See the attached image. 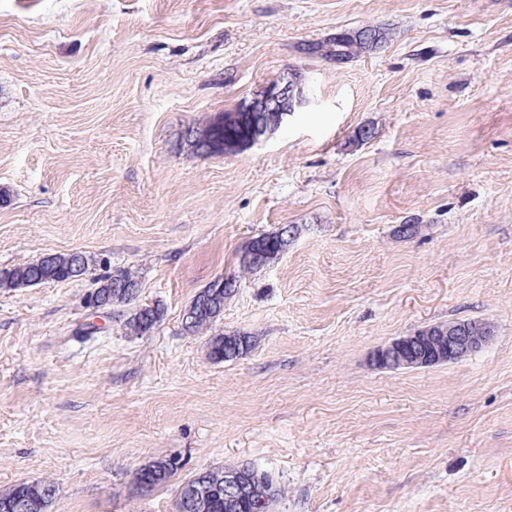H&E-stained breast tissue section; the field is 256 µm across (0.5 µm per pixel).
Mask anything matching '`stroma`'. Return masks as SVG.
Wrapping results in <instances>:
<instances>
[{
  "label": "stroma",
  "mask_w": 512,
  "mask_h": 512,
  "mask_svg": "<svg viewBox=\"0 0 512 512\" xmlns=\"http://www.w3.org/2000/svg\"><path fill=\"white\" fill-rule=\"evenodd\" d=\"M366 25L391 33L376 53L298 51ZM294 69L309 103L287 125L191 153L186 130ZM284 224L288 250L241 272ZM76 251L100 261L82 279L0 289V491L49 479V512H176L182 482L248 462L287 488L273 512H512V0H0V269ZM123 268L135 305L165 309L142 336L134 305L84 304ZM219 277L223 316L186 332ZM456 320L492 340L372 364ZM233 332L251 351L209 359ZM298 233L297 225L287 224L277 231L260 234L253 238L243 247L241 254L256 249L261 254L263 263H247L240 258V267L243 271L253 272L268 266L288 250V246L296 239ZM259 253L251 255L250 258L257 260ZM236 287V279L219 277L202 288L184 312L183 329L197 333L212 328L224 314V303L235 294ZM418 337L428 344L424 353H415ZM405 336L379 347L373 354L375 365L384 369L421 367L462 360L481 350L492 336L491 326L480 320L448 322V336L442 331L434 336ZM177 467L170 463V459L161 458L151 462L144 466L136 473V482L140 489L143 488L140 484L148 486V491L153 488L164 484L169 478H171L174 470ZM142 477V481L139 484V479Z\"/></svg>",
  "instance_id": "stroma-1"
}]
</instances>
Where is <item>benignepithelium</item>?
I'll list each match as a JSON object with an SVG mask.
<instances>
[{
  "label": "benign epithelium",
  "instance_id": "1",
  "mask_svg": "<svg viewBox=\"0 0 512 512\" xmlns=\"http://www.w3.org/2000/svg\"><path fill=\"white\" fill-rule=\"evenodd\" d=\"M329 39L342 46L336 57L339 64L347 62L349 49L346 45L350 42L363 44L369 53L380 46L377 33L363 28L355 31L340 29ZM305 102L302 81L273 80L266 83L250 103L230 113V116L247 123L249 136L256 142L286 124ZM491 338V326L484 321H451L448 333L422 337L428 344L424 353L413 351L417 337L405 336L376 349L373 362L381 368L396 370L456 362L481 350Z\"/></svg>",
  "mask_w": 512,
  "mask_h": 512
}]
</instances>
